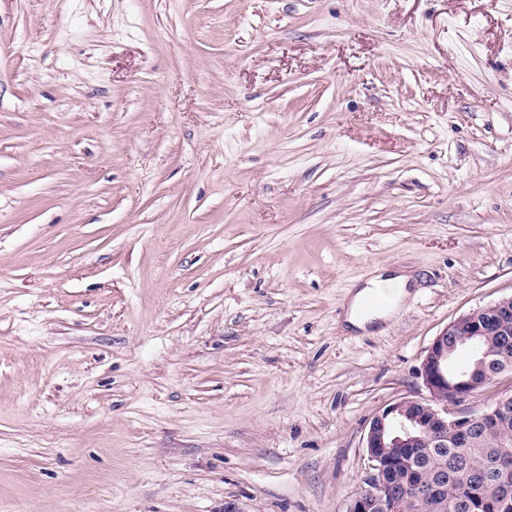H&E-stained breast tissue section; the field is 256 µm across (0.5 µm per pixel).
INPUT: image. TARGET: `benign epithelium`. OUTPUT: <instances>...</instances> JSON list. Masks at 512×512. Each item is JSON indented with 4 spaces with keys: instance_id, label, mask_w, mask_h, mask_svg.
<instances>
[{
    "instance_id": "7a95c632",
    "label": "benign epithelium",
    "mask_w": 512,
    "mask_h": 512,
    "mask_svg": "<svg viewBox=\"0 0 512 512\" xmlns=\"http://www.w3.org/2000/svg\"><path fill=\"white\" fill-rule=\"evenodd\" d=\"M489 334L499 337L498 351L512 349V297L460 315L434 337L419 369L429 398H401L370 421L364 443L368 464L361 478L362 487L346 512H400L411 500L440 498L442 486L437 483L419 484L414 474L404 468L402 476L394 477L396 465L413 457L426 444L431 448L451 445L459 449L450 464L442 468L444 475L450 468L459 472L460 490L454 504L458 512H512V480L507 476L497 482V497L492 502L471 492L483 482L484 474L466 453L478 437L494 430L502 418L512 413V395L472 409L467 402L491 384L488 364L459 375L449 371L453 352Z\"/></svg>"
}]
</instances>
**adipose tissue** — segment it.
<instances>
[{"label":"adipose tissue","instance_id":"obj_1","mask_svg":"<svg viewBox=\"0 0 512 512\" xmlns=\"http://www.w3.org/2000/svg\"><path fill=\"white\" fill-rule=\"evenodd\" d=\"M411 278L400 271L374 269L364 286L351 292L347 306L346 322L351 327L364 330L374 322L388 319L407 297ZM385 291L388 297L384 307L367 312L362 308L364 299L376 291Z\"/></svg>","mask_w":512,"mask_h":512}]
</instances>
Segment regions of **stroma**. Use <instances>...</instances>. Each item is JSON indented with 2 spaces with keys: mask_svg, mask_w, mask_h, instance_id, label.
<instances>
[{
  "mask_svg": "<svg viewBox=\"0 0 512 512\" xmlns=\"http://www.w3.org/2000/svg\"><path fill=\"white\" fill-rule=\"evenodd\" d=\"M510 296L512 0H0V512H346ZM410 281L411 277L403 272L375 268L364 286L350 293L346 323L352 328L366 331L367 327L374 322L387 320L409 295L407 288ZM379 290L387 292V303L383 293L375 292ZM369 294L371 295L368 296ZM362 303L366 310H375L386 305L378 310L367 312L362 309Z\"/></svg>",
  "mask_w": 512,
  "mask_h": 512,
  "instance_id": "1",
  "label": "stroma"
}]
</instances>
